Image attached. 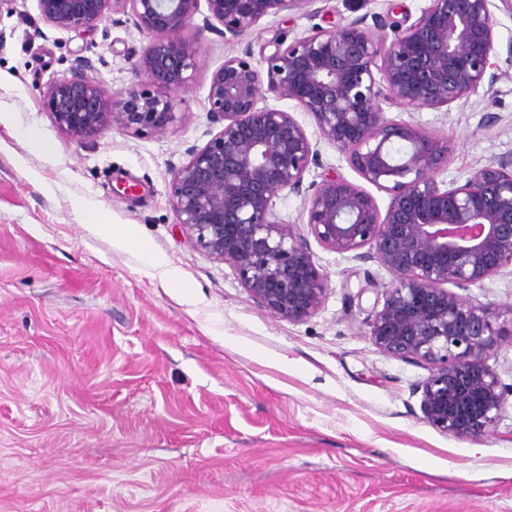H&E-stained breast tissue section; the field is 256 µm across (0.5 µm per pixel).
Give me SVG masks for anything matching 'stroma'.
I'll list each match as a JSON object with an SVG mask.
<instances>
[{"instance_id": "35a3bbf8", "label": "stroma", "mask_w": 512, "mask_h": 512, "mask_svg": "<svg viewBox=\"0 0 512 512\" xmlns=\"http://www.w3.org/2000/svg\"><path fill=\"white\" fill-rule=\"evenodd\" d=\"M428 4L328 0L313 19L298 0L243 43L258 60L312 26L357 18L389 36ZM148 43L129 17L78 33L44 22L36 0L0 15V110L11 114L0 124V512H512V405L476 439L427 423L417 390L427 366L385 356L368 334L393 275L310 238L303 197L274 200L326 277L302 322L254 303L236 271L177 224L172 171L220 131L211 74L242 44L204 33L164 135L110 131L80 144L43 111L46 85L80 57L106 93L144 89L136 62ZM493 61V92L446 109L385 108L447 139L444 181L512 155V59ZM267 103L319 151L305 183L331 167L358 182L309 114L288 99ZM34 137L48 152L31 148ZM88 200L109 224L133 227L137 243L82 224ZM144 246L166 255L198 304L143 265ZM454 292L499 311L487 362L512 385V275Z\"/></svg>"}]
</instances>
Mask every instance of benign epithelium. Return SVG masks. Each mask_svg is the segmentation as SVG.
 <instances>
[{"instance_id": "7a95c632", "label": "benign epithelium", "mask_w": 512, "mask_h": 512, "mask_svg": "<svg viewBox=\"0 0 512 512\" xmlns=\"http://www.w3.org/2000/svg\"><path fill=\"white\" fill-rule=\"evenodd\" d=\"M206 2L203 24L194 19ZM320 0H37L51 25L95 31L130 16L149 44L136 63L154 91L107 94L88 76V59L52 80L41 105L80 143L109 130L162 135L175 121L174 98L196 66L195 45L222 25L238 41L262 18ZM493 0H429L393 39L374 38L356 19L312 33L253 63L250 47L224 58L210 79V116L223 128L173 171L170 203L177 224L213 258L230 265L258 306L301 322L318 308L323 279L306 238L276 219L273 199L303 194L319 151L288 112L266 94L296 102L321 136L365 182L390 194L385 210L360 185L334 172L313 185L307 225L326 249L374 261L397 283L369 321L384 355L431 366L422 411L439 431L477 438L493 431L512 398L486 363L498 347V312L444 288L476 285L512 268V157L474 170L463 183L438 180L448 141L387 117L383 103L411 112L439 110L491 92L496 75ZM400 143L405 152L391 155Z\"/></svg>"}]
</instances>
